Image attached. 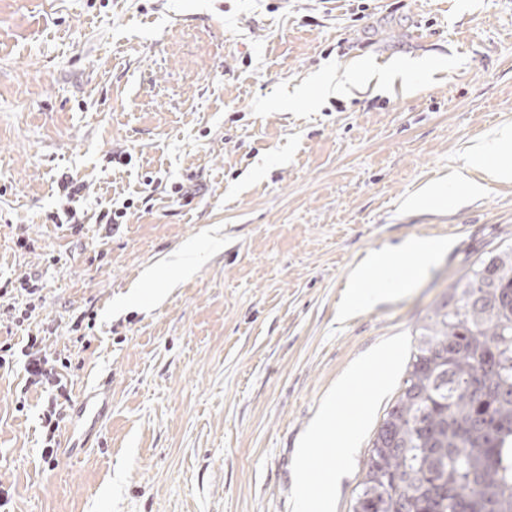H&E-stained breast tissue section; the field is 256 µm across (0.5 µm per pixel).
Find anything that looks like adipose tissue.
I'll list each match as a JSON object with an SVG mask.
<instances>
[{
    "label": "adipose tissue",
    "instance_id": "1",
    "mask_svg": "<svg viewBox=\"0 0 512 512\" xmlns=\"http://www.w3.org/2000/svg\"><path fill=\"white\" fill-rule=\"evenodd\" d=\"M504 149H512V126L499 130L492 140L473 145L468 151L464 171L454 173L452 182L464 185L473 192L482 191V181L475 180V173H482L484 179H500L503 172L493 167L490 159ZM442 250L440 244L414 239L377 253L352 276L342 307L343 313L348 315L357 309L376 305L384 294L414 287L436 262Z\"/></svg>",
    "mask_w": 512,
    "mask_h": 512
}]
</instances>
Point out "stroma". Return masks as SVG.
Wrapping results in <instances>:
<instances>
[{"instance_id": "obj_1", "label": "stroma", "mask_w": 512, "mask_h": 512, "mask_svg": "<svg viewBox=\"0 0 512 512\" xmlns=\"http://www.w3.org/2000/svg\"><path fill=\"white\" fill-rule=\"evenodd\" d=\"M359 59L378 82L296 96ZM508 124L512 0H0V280L42 288L0 337L68 355L71 406L112 390L91 449L65 455L64 418L50 466L44 396L0 372L11 512H290L299 438L347 366L512 247V179L407 204ZM410 236L448 249L339 319L357 264Z\"/></svg>"}]
</instances>
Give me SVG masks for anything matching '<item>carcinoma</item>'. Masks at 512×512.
Returning a JSON list of instances; mask_svg holds the SVG:
<instances>
[{
  "instance_id": "cac0c4a2",
  "label": "carcinoma",
  "mask_w": 512,
  "mask_h": 512,
  "mask_svg": "<svg viewBox=\"0 0 512 512\" xmlns=\"http://www.w3.org/2000/svg\"><path fill=\"white\" fill-rule=\"evenodd\" d=\"M352 512H512V250L426 315Z\"/></svg>"
}]
</instances>
